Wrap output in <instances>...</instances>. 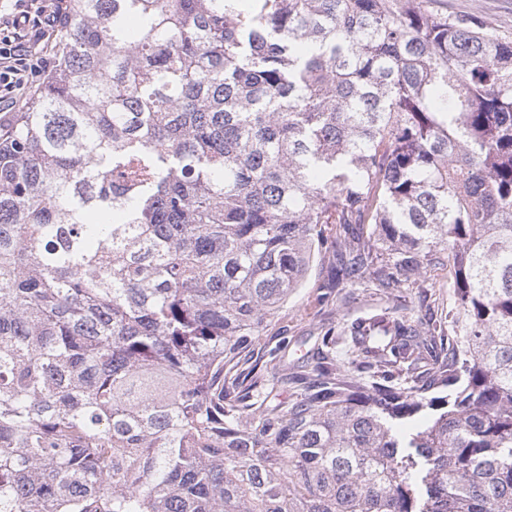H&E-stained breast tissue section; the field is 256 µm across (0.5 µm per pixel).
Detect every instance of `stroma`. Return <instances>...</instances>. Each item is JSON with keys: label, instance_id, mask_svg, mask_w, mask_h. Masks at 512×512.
<instances>
[{"label": "stroma", "instance_id": "stroma-1", "mask_svg": "<svg viewBox=\"0 0 512 512\" xmlns=\"http://www.w3.org/2000/svg\"><path fill=\"white\" fill-rule=\"evenodd\" d=\"M331 276L328 255H316L303 287L256 338L254 356L261 370L272 375L300 359L315 361L326 331L345 337L358 317L368 313L384 314L385 302L360 284H343L337 295L328 302H321L322 287ZM406 300L416 317L444 314L454 305V288L447 279L438 276L431 278L428 287L407 290Z\"/></svg>", "mask_w": 512, "mask_h": 512}]
</instances>
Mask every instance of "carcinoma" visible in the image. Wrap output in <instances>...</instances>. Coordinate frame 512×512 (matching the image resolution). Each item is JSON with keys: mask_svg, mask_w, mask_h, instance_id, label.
I'll use <instances>...</instances> for the list:
<instances>
[{"mask_svg": "<svg viewBox=\"0 0 512 512\" xmlns=\"http://www.w3.org/2000/svg\"><path fill=\"white\" fill-rule=\"evenodd\" d=\"M323 249V298L391 316L269 385L256 336ZM0 512H512V36L439 0H64L0 119ZM425 287L427 288H409L405 293L407 304L412 308L414 316L427 318L430 313H437V317L440 313L447 314L455 300L454 288L448 278L431 277Z\"/></svg>", "mask_w": 512, "mask_h": 512, "instance_id": "carcinoma-1", "label": "carcinoma"}]
</instances>
